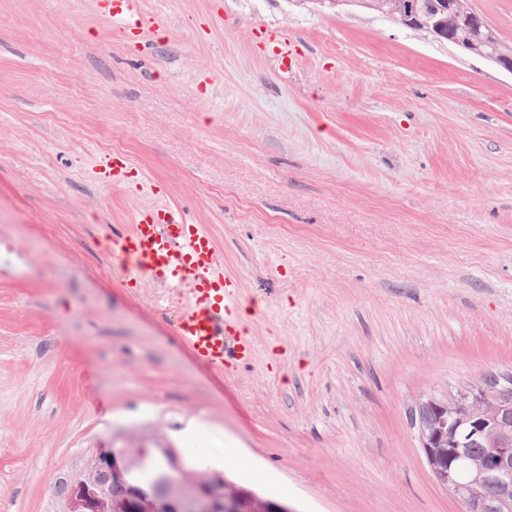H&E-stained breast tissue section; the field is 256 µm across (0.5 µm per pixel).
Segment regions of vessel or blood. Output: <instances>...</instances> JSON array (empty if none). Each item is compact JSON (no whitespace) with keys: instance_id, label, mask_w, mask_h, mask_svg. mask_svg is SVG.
Returning a JSON list of instances; mask_svg holds the SVG:
<instances>
[{"instance_id":"obj_1","label":"vessel or blood","mask_w":512,"mask_h":512,"mask_svg":"<svg viewBox=\"0 0 512 512\" xmlns=\"http://www.w3.org/2000/svg\"><path fill=\"white\" fill-rule=\"evenodd\" d=\"M100 10L129 43L154 26L142 0H103ZM130 167L125 155L115 154L101 162L100 173L119 185ZM113 244L136 269L179 295L178 334L199 363L229 373L250 360L251 342L235 317L238 285L225 276L215 242L200 225L157 203L141 209L132 231Z\"/></svg>"}]
</instances>
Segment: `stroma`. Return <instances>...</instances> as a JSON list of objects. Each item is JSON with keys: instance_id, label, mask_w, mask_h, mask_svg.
<instances>
[{"instance_id": "1", "label": "stroma", "mask_w": 512, "mask_h": 512, "mask_svg": "<svg viewBox=\"0 0 512 512\" xmlns=\"http://www.w3.org/2000/svg\"><path fill=\"white\" fill-rule=\"evenodd\" d=\"M143 8L133 47L98 0H0V512L131 437L294 512H462L408 411L512 374V74L356 7ZM104 132L238 281L231 374L129 287L154 200L101 182Z\"/></svg>"}]
</instances>
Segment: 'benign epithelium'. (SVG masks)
Listing matches in <instances>:
<instances>
[{"label":"benign epithelium","mask_w":512,"mask_h":512,"mask_svg":"<svg viewBox=\"0 0 512 512\" xmlns=\"http://www.w3.org/2000/svg\"><path fill=\"white\" fill-rule=\"evenodd\" d=\"M463 0H441L421 11L414 0H381L380 12L407 27L429 32L439 41L489 60L512 74V46L498 38L490 23L469 12V28L458 32ZM420 448L435 482L453 485L466 512H509L512 509V383H497L494 392L477 378L452 390H435L410 408ZM478 443L487 460L471 462L473 478L455 480L457 456L448 449ZM138 441L88 458L69 479L64 512H292L226 478L189 472L169 453L171 472L165 486L150 489L129 480L130 463L146 454ZM114 485L126 487L112 497Z\"/></svg>","instance_id":"benign-epithelium-1"}]
</instances>
